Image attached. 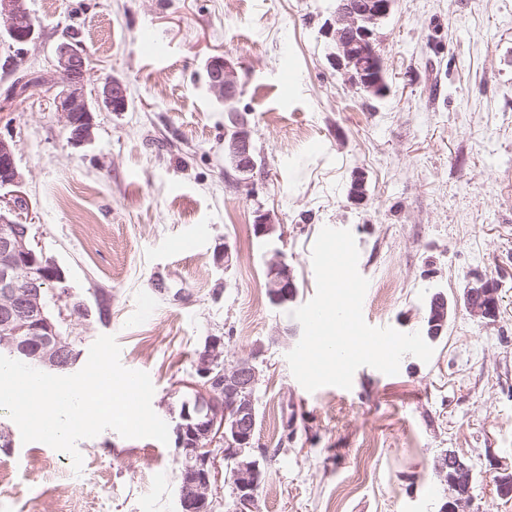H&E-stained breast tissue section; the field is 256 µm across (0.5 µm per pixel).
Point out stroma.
<instances>
[{"mask_svg":"<svg viewBox=\"0 0 512 512\" xmlns=\"http://www.w3.org/2000/svg\"><path fill=\"white\" fill-rule=\"evenodd\" d=\"M41 28L23 47L0 37V93L48 72L58 42L79 43L98 78L120 79L123 112L93 114L80 146L49 86L0 110L24 177L33 232L63 270L76 368L99 335L126 368L147 372L152 408L175 426L190 400L196 355L223 337L233 361L261 349L255 450L264 453L260 512H438L435 460L451 449L474 467L480 512H512L494 464H512V0H400L376 31L388 94L360 95L330 59L324 27L336 0H27ZM237 67L235 105L256 165L224 158L230 130L205 64ZM367 196L354 203V172ZM270 213L278 241L257 237ZM350 230L368 279L365 321L422 331L432 293L451 314L430 362L398 374L357 369L351 389L305 390L286 359L302 328L267 295L268 252L296 275L295 306L316 292L313 244ZM233 260L225 262L224 248ZM494 280V323L471 316L464 288ZM154 309L142 315L144 299ZM0 450V512H38L50 489L91 512H178L174 444L107 429L66 453L23 443Z\"/></svg>","mask_w":512,"mask_h":512,"instance_id":"obj_1","label":"stroma"}]
</instances>
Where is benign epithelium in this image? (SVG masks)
Returning a JSON list of instances; mask_svg holds the SVG:
<instances>
[{
  "instance_id": "benign-epithelium-1",
  "label": "benign epithelium",
  "mask_w": 512,
  "mask_h": 512,
  "mask_svg": "<svg viewBox=\"0 0 512 512\" xmlns=\"http://www.w3.org/2000/svg\"><path fill=\"white\" fill-rule=\"evenodd\" d=\"M397 0H336L333 20L326 23L325 35L333 46L331 60L347 76L358 93L374 98L386 94L381 55L375 46L379 23L392 12ZM0 21L5 34L15 43L28 45L38 39L36 24L27 0H0ZM57 80L52 84L53 98L69 140L79 145L91 138L93 103L112 112L127 109L124 84L109 79L102 86L88 89L85 53L68 41L54 51ZM206 72L211 92L222 102L238 93L237 71L226 56L207 60ZM238 133L227 151L238 162L241 173L250 171V134L243 119L236 120ZM23 177L15 162L11 143L0 138V345L27 356L28 361L50 370L69 366L71 346L57 332L45 303L47 285L66 284L56 261L37 250L27 218L16 211ZM267 292L270 301L285 305L295 299L296 279L291 265L280 250L268 260ZM499 304L498 289L482 277H475L465 290L468 312L490 322L495 321ZM450 310L443 305L430 323L429 338L442 335ZM224 337L211 336L199 352L195 365L199 382L194 385L195 411L184 409L174 429L175 445L185 462L179 483L180 512H210V495L218 482L219 471L211 447L224 443V456L234 461L230 470L233 501L231 512H257V491L262 481L259 460L254 455L255 390L259 382L257 348L236 362L221 365ZM450 472L445 482L448 512H475V499L465 488L471 486L473 468L453 451L443 453ZM496 492L512 496V466L495 467Z\"/></svg>"
}]
</instances>
